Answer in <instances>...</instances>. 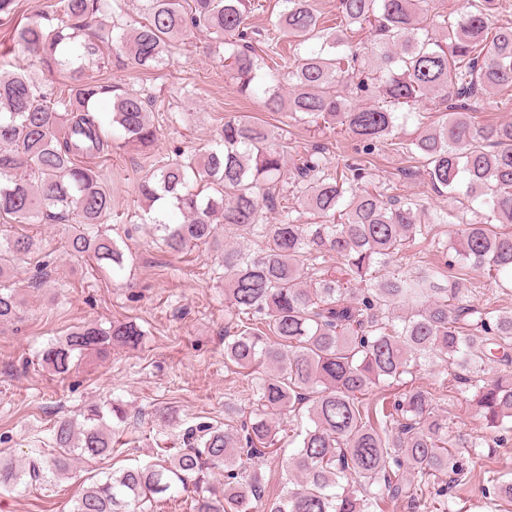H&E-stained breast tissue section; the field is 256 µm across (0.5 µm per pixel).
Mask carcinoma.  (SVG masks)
Masks as SVG:
<instances>
[{
	"mask_svg": "<svg viewBox=\"0 0 512 512\" xmlns=\"http://www.w3.org/2000/svg\"><path fill=\"white\" fill-rule=\"evenodd\" d=\"M145 21L128 24L126 0H54L44 16L13 28L30 58L0 73V218L16 224H70V255L122 266L108 231L112 196L94 160L116 147L146 152L158 140L155 99L145 87L112 92L85 80L88 65L111 57L153 71L184 41L205 35L203 51L221 54L243 94L312 127L338 125L365 157L330 170L314 147L293 164L291 191L281 186L288 130L247 115L225 121L204 150L175 148L145 176L138 192L166 250L182 254L216 239L217 224L247 248L227 243L221 256L224 294L235 318L224 359L262 369L256 408L239 425L188 428L187 447L162 449L156 461L105 478L88 477L70 512H153L179 488L192 512H384L404 503L417 512L440 476L466 478L448 439V412L409 384L431 369L441 386L473 393L489 436L512 431V310L472 297L470 274L487 272L512 291V121L481 124L471 99L502 93L512 100V11L509 0H466L459 14H430L428 0H336V26H324L309 0H281L273 41L259 56L247 41L252 0H140ZM370 26L373 39L352 41ZM294 39L288 64L278 40ZM63 74L62 81L54 76ZM373 98L366 106L355 95ZM433 95L444 111L417 110ZM398 151L422 164L450 208L426 221L410 197L372 184L371 157L407 125ZM292 200V206L283 205ZM313 216L299 224L292 213ZM448 236V261L414 272L394 266L406 241ZM34 247L28 235L0 242V322L20 318L6 268ZM143 332L131 322L77 327L46 347L41 364L56 375L74 359L118 344L135 349ZM494 362L504 374L489 378ZM306 410L310 426L291 429L299 446L288 458L286 490L266 494L252 461L274 452L285 418ZM125 407L88 406L84 423L53 427L54 452L23 463L0 454V492L51 482L74 465L112 455L105 414ZM210 470L224 481L206 479ZM490 507L512 499V481L492 478Z\"/></svg>",
	"mask_w": 512,
	"mask_h": 512,
	"instance_id": "1",
	"label": "carcinoma"
}]
</instances>
